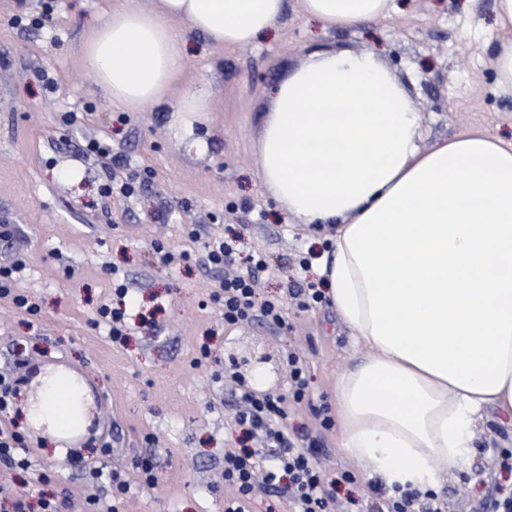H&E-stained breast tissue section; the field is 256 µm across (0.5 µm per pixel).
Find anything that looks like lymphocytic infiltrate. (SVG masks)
I'll use <instances>...</instances> for the list:
<instances>
[{"mask_svg":"<svg viewBox=\"0 0 512 512\" xmlns=\"http://www.w3.org/2000/svg\"><path fill=\"white\" fill-rule=\"evenodd\" d=\"M256 281L251 276L224 279L210 299L224 309V321L235 324L260 315L267 323L280 326L285 322L284 305L276 299L256 300ZM292 394L258 396L240 389L235 397L234 422L254 442L253 447L239 448L224 456V481L233 494L224 504V512H251L255 500V483L264 480L269 499L266 512H278L281 500H288L293 512H336V492L352 476L342 472L326 477L315 449L297 447L288 426L289 402H302L308 386L307 366L302 357L290 354ZM276 446L278 454L270 468H262L263 447Z\"/></svg>","mask_w":512,"mask_h":512,"instance_id":"lymphocytic-infiltrate-1","label":"lymphocytic infiltrate"}]
</instances>
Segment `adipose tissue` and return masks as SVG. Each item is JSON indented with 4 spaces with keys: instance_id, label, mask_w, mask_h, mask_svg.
<instances>
[{
    "instance_id": "1",
    "label": "adipose tissue",
    "mask_w": 512,
    "mask_h": 512,
    "mask_svg": "<svg viewBox=\"0 0 512 512\" xmlns=\"http://www.w3.org/2000/svg\"><path fill=\"white\" fill-rule=\"evenodd\" d=\"M494 89L512 97V0H496ZM390 0H301L348 29ZM284 0H156L113 9L86 59L114 105L162 101L184 68L170 18L221 46L254 42ZM405 80L376 51L316 50L273 87L256 161L299 224H332L326 295L370 354L336 384L339 445L389 493L438 491L473 455L472 427L512 419V144L471 128L424 150ZM89 406L46 377L28 420L64 435Z\"/></svg>"
}]
</instances>
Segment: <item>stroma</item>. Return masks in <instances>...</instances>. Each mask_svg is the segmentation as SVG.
Segmentation results:
<instances>
[{
	"label": "stroma",
	"mask_w": 512,
	"mask_h": 512,
	"mask_svg": "<svg viewBox=\"0 0 512 512\" xmlns=\"http://www.w3.org/2000/svg\"><path fill=\"white\" fill-rule=\"evenodd\" d=\"M148 10L155 0H0V264L24 260L14 287L40 308L30 316L0 297V373L19 391L4 420L24 434L31 469H0V487L23 492L45 472L46 495L94 493L111 505L108 481L89 471H125L134 457L154 454L155 485L132 484L120 512H224V453L238 447L229 423L237 383L225 378L231 357L267 356L257 389L288 394V357L306 361L302 404H289L298 447L317 442L323 470L357 471L337 444V379L366 350L328 299L302 308L295 290L317 283L315 267L334 229L289 223L262 186L256 155L272 86L319 49L375 50L405 78L421 115L418 143L427 149L467 126L512 143V99L493 89L492 46L501 33L496 0H391L386 17L349 30H325L304 18L299 0H285L278 23L254 44L222 47L181 19H170L185 43V67L165 99L142 112L110 101L84 47L105 12L125 2ZM190 91L210 94V110L192 134L171 124L172 109ZM78 115L75 124L66 113ZM107 141L127 172L153 173L136 196H103L112 179L104 159L86 151ZM188 224L201 239L190 242ZM239 239L241 255L223 268L203 261V244ZM163 239L188 250V266L160 264L152 248ZM265 268L257 298L280 297L285 324L258 317L234 325L210 299L225 276L246 274L247 255ZM131 315L128 340L113 345L98 324L102 305L115 304L116 285ZM208 344V359L199 347ZM79 372L95 408L96 430L75 454L54 458L53 440L31 431L22 413L32 373ZM111 455H102L103 444ZM470 470L447 478L435 501L442 512H487L512 496V424L492 419L474 429Z\"/></svg>",
	"instance_id": "1"
}]
</instances>
